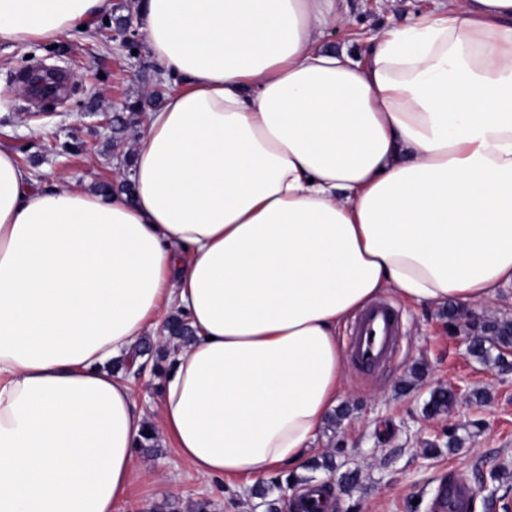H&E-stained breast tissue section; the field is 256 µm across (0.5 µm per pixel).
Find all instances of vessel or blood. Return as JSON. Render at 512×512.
Segmentation results:
<instances>
[{
	"mask_svg": "<svg viewBox=\"0 0 512 512\" xmlns=\"http://www.w3.org/2000/svg\"><path fill=\"white\" fill-rule=\"evenodd\" d=\"M400 337L396 309L381 302L362 312L348 338L350 361L364 373L380 371L397 355Z\"/></svg>",
	"mask_w": 512,
	"mask_h": 512,
	"instance_id": "vessel-or-blood-1",
	"label": "vessel or blood"
}]
</instances>
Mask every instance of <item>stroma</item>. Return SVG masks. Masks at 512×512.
Instances as JSON below:
<instances>
[{
    "label": "stroma",
    "mask_w": 512,
    "mask_h": 512,
    "mask_svg": "<svg viewBox=\"0 0 512 512\" xmlns=\"http://www.w3.org/2000/svg\"><path fill=\"white\" fill-rule=\"evenodd\" d=\"M136 0H112L107 20L58 42H35L26 51L0 43V85L14 89L0 112V147L43 179L97 186L119 183L129 168L139 134L114 139L112 118L133 102L153 108L165 89L147 50L131 52L114 34L118 18L135 13ZM435 0H346L352 25L335 30L325 45L366 57L373 38L433 9ZM402 318L399 356L390 367L365 377L348 372L347 387L313 440L306 463L258 479L200 478L172 443L157 439L145 456L143 480L134 492L136 512H294L302 490L331 483L335 512H432L448 476L464 478L473 495L468 512H486L484 489L512 487V369L467 355L468 331L448 328L444 306L394 301ZM144 377L134 384L145 416L158 407L164 376L155 354L140 355ZM458 384L462 393L450 413L426 415L436 387ZM455 428L462 444L449 452L445 433ZM335 452L336 468L316 462Z\"/></svg>",
    "instance_id": "obj_1"
}]
</instances>
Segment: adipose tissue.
I'll use <instances>...</instances> for the list:
<instances>
[{
    "label": "adipose tissue",
    "instance_id": "adipose-tissue-1",
    "mask_svg": "<svg viewBox=\"0 0 512 512\" xmlns=\"http://www.w3.org/2000/svg\"><path fill=\"white\" fill-rule=\"evenodd\" d=\"M344 0H137L176 88L133 195L40 187L0 149V512H121L148 428L112 369L160 313L158 428L202 478L300 468L344 389L339 328L380 295L512 284V0H441L325 49ZM111 0H0V41H56Z\"/></svg>",
    "mask_w": 512,
    "mask_h": 512
}]
</instances>
